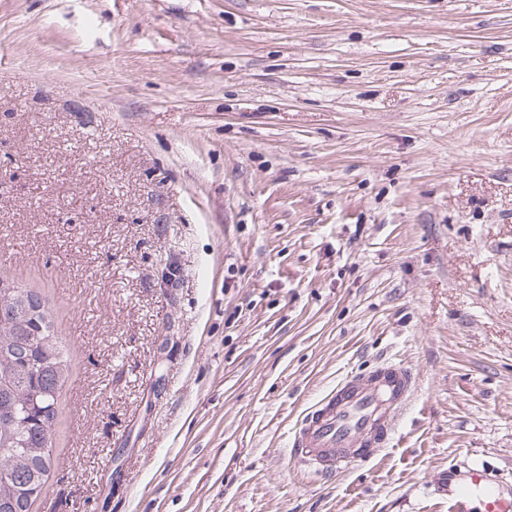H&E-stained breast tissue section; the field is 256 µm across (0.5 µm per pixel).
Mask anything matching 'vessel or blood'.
I'll return each mask as SVG.
<instances>
[{"instance_id":"1","label":"vessel or blood","mask_w":512,"mask_h":512,"mask_svg":"<svg viewBox=\"0 0 512 512\" xmlns=\"http://www.w3.org/2000/svg\"><path fill=\"white\" fill-rule=\"evenodd\" d=\"M415 387V375L403 364L346 379L302 420L292 443L296 461L329 475L351 462L371 461L391 444L397 414ZM448 502V512H512V489L498 484L485 468L472 466L449 484Z\"/></svg>"}]
</instances>
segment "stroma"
Here are the masks:
<instances>
[{
	"mask_svg": "<svg viewBox=\"0 0 512 512\" xmlns=\"http://www.w3.org/2000/svg\"><path fill=\"white\" fill-rule=\"evenodd\" d=\"M0 276L70 354L34 512L512 486V0H0ZM385 359L393 445L298 467Z\"/></svg>",
	"mask_w": 512,
	"mask_h": 512,
	"instance_id": "35a3bbf8",
	"label": "stroma"
}]
</instances>
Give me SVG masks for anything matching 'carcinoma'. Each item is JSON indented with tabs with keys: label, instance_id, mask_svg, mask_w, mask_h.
Returning <instances> with one entry per match:
<instances>
[{
	"label": "carcinoma",
	"instance_id": "carcinoma-1",
	"mask_svg": "<svg viewBox=\"0 0 512 512\" xmlns=\"http://www.w3.org/2000/svg\"><path fill=\"white\" fill-rule=\"evenodd\" d=\"M70 364L46 299L0 278V512H31L52 467Z\"/></svg>",
	"mask_w": 512,
	"mask_h": 512
}]
</instances>
